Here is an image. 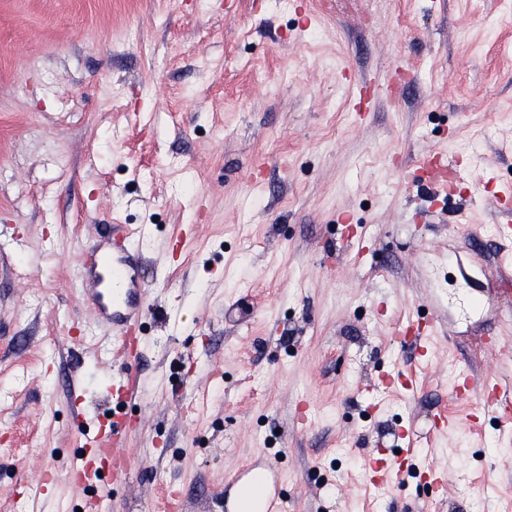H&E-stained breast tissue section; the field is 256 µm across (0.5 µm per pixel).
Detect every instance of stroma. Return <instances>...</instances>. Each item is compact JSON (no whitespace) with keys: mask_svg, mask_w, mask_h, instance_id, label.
Here are the masks:
<instances>
[{"mask_svg":"<svg viewBox=\"0 0 512 512\" xmlns=\"http://www.w3.org/2000/svg\"><path fill=\"white\" fill-rule=\"evenodd\" d=\"M492 182L512 188V0H0V512L83 506L74 409L109 432L125 373L135 466L98 512L171 490L229 512L271 466L287 512H512V436L451 397L465 371L512 378L481 344L512 342ZM116 224L148 289L127 354L80 267ZM432 318L425 360L395 331ZM407 371L414 394L381 387ZM408 429L444 486L369 481Z\"/></svg>","mask_w":512,"mask_h":512,"instance_id":"stroma-1","label":"stroma"}]
</instances>
